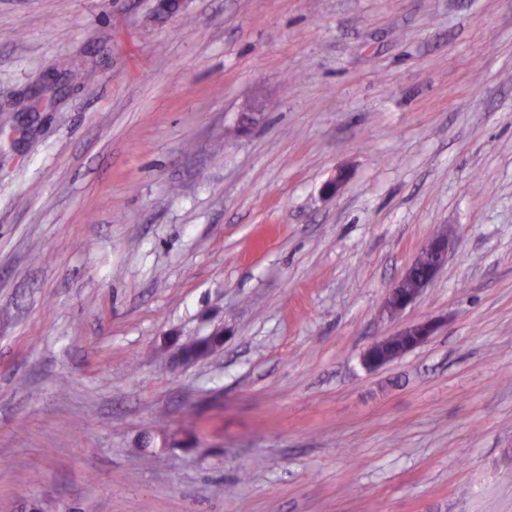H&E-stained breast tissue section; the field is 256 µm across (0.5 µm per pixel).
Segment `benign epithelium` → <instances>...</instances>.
Wrapping results in <instances>:
<instances>
[{"label":"benign epithelium","instance_id":"benign-epithelium-1","mask_svg":"<svg viewBox=\"0 0 512 512\" xmlns=\"http://www.w3.org/2000/svg\"><path fill=\"white\" fill-rule=\"evenodd\" d=\"M450 239L448 234L439 231L421 249L428 268L424 275H412L419 259H414L404 276L388 289L383 308L391 316H398L413 305L426 288L435 281L448 263ZM442 319L432 318L411 322L397 333L372 343L363 353L362 363L369 370L378 369L427 342L441 327Z\"/></svg>","mask_w":512,"mask_h":512}]
</instances>
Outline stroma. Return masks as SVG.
I'll use <instances>...</instances> for the list:
<instances>
[{"label":"stroma","mask_w":512,"mask_h":512,"mask_svg":"<svg viewBox=\"0 0 512 512\" xmlns=\"http://www.w3.org/2000/svg\"><path fill=\"white\" fill-rule=\"evenodd\" d=\"M0 512H512V0H0ZM449 250L448 232L438 231L421 249L404 276L388 289L383 303L384 311L392 317L398 316L413 305L447 265ZM421 254L426 255L428 268L424 275L414 277L412 272L419 262ZM419 268L420 271H424V261L422 259L419 262ZM442 319L411 322L397 333L372 343L363 353L362 363L369 370L378 369L427 342L441 327ZM394 340H400L393 344Z\"/></svg>","instance_id":"stroma-1"}]
</instances>
